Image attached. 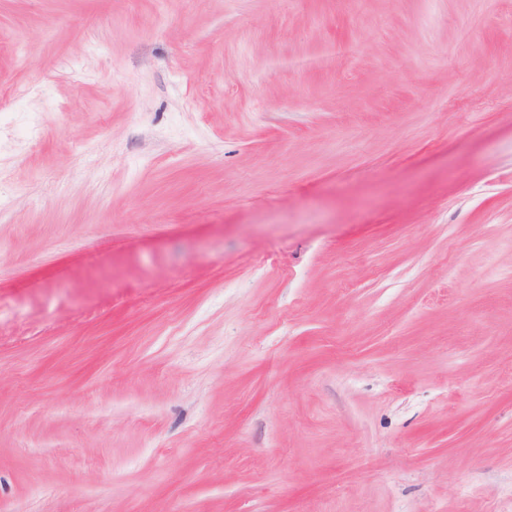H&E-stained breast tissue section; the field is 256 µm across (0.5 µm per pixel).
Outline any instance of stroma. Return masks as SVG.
Returning a JSON list of instances; mask_svg holds the SVG:
<instances>
[{
    "label": "stroma",
    "mask_w": 512,
    "mask_h": 512,
    "mask_svg": "<svg viewBox=\"0 0 512 512\" xmlns=\"http://www.w3.org/2000/svg\"><path fill=\"white\" fill-rule=\"evenodd\" d=\"M0 512H512V0H0Z\"/></svg>",
    "instance_id": "stroma-1"
}]
</instances>
